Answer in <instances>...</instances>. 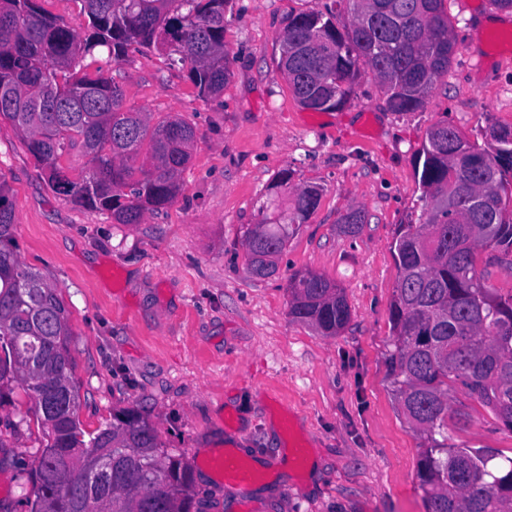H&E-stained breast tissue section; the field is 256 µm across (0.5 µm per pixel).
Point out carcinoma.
<instances>
[{"instance_id":"cac0c4a2","label":"carcinoma","mask_w":512,"mask_h":512,"mask_svg":"<svg viewBox=\"0 0 512 512\" xmlns=\"http://www.w3.org/2000/svg\"><path fill=\"white\" fill-rule=\"evenodd\" d=\"M91 33L82 38L37 0H0V119L10 121L45 170L53 191L71 203L108 212L118 224H139L171 205L191 158L192 127L169 118L155 125L124 108L123 93L102 68L83 60L101 48L117 61L129 47L166 48L189 65L204 98L224 92L233 72L224 50L227 0H78ZM354 18L293 17L279 58L298 104L335 111L369 70L393 112L422 108L448 72L456 42L445 0H352ZM480 147L454 126L433 125L419 151L424 207L398 226V282L390 304L393 394L412 426L431 441L418 466L427 512H512V457L493 448H456L435 438L448 415L450 384L490 408L512 431V294L477 273L480 251L512 254V129L490 126ZM78 148L88 158L73 178L62 157ZM452 193L453 210L433 206ZM319 203L314 186L296 189L277 218L245 231L251 273L279 255ZM10 191L0 183V408L19 393L34 402L42 440L29 478L30 512H189L191 471L162 449L154 427L132 410L82 451L80 387L71 330L56 287L16 253ZM367 214H343L355 234ZM289 314L325 336L350 320L343 289L310 270L288 277Z\"/></svg>"}]
</instances>
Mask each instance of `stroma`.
I'll use <instances>...</instances> for the list:
<instances>
[{"label": "stroma", "instance_id": "stroma-1", "mask_svg": "<svg viewBox=\"0 0 512 512\" xmlns=\"http://www.w3.org/2000/svg\"><path fill=\"white\" fill-rule=\"evenodd\" d=\"M457 51L425 106L393 112L370 73L338 111L301 108L277 67L293 16L331 10L353 18L350 0H229L224 48L233 75L221 96L202 98L186 65L130 47L88 58L124 91V106L152 119L171 115L194 131L192 157L174 203L138 224L66 201L50 188L14 126L0 120V181L15 208L21 261L59 289L73 333L79 419L93 434L132 408L155 427L165 451L182 455L202 512H427L417 475L424 434L414 430L388 376L390 304L398 225L421 213L417 155L445 121L470 142L512 128V49L493 30L512 25L491 0H446ZM500 15L497 24L487 19ZM318 186L317 209L268 278L253 276L245 230L276 196ZM368 221L340 231L348 208ZM310 270L343 288L350 320L325 336L289 314L287 279ZM29 400L0 409V502L29 512L28 475L40 435L21 425ZM448 445L512 456V431L455 387ZM304 445L309 465H293ZM234 449L256 480H219L206 458Z\"/></svg>", "mask_w": 512, "mask_h": 512}]
</instances>
